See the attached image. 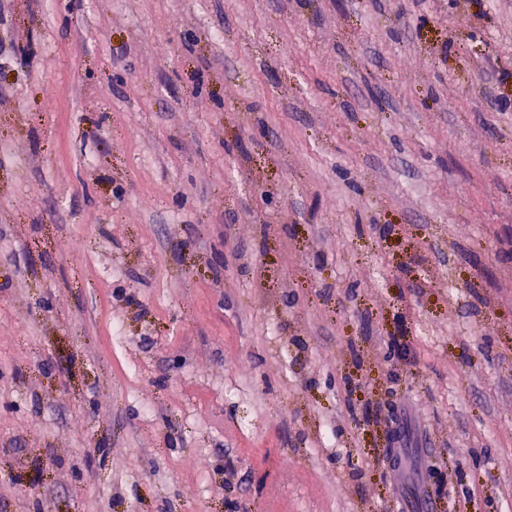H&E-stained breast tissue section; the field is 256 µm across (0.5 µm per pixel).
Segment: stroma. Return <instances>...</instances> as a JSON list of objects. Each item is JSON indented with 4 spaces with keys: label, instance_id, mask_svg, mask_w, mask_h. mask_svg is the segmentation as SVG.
<instances>
[{
    "label": "stroma",
    "instance_id": "1",
    "mask_svg": "<svg viewBox=\"0 0 512 512\" xmlns=\"http://www.w3.org/2000/svg\"><path fill=\"white\" fill-rule=\"evenodd\" d=\"M0 512H512V0H0Z\"/></svg>",
    "mask_w": 512,
    "mask_h": 512
}]
</instances>
